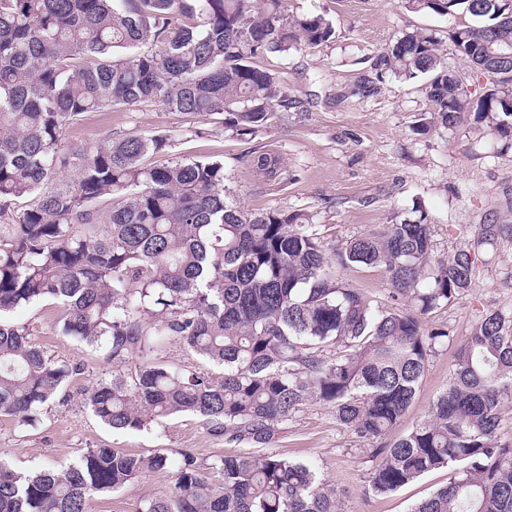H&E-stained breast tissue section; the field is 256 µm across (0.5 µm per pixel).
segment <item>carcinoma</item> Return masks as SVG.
I'll return each instance as SVG.
<instances>
[{"label": "carcinoma", "instance_id": "carcinoma-1", "mask_svg": "<svg viewBox=\"0 0 512 512\" xmlns=\"http://www.w3.org/2000/svg\"><path fill=\"white\" fill-rule=\"evenodd\" d=\"M417 11L470 22L451 53L480 70L511 69L512 19L494 0H408ZM320 15L286 13L284 0H0V416L19 425L66 395L79 373L13 323L16 309L50 299L61 334L140 358L134 373L93 383L86 404L113 430L192 414L231 441L268 445L310 401L368 446V493L387 496L446 467L448 483L411 512H512V441L499 434L512 400V312L488 311L456 348L448 388L398 441L378 447L405 416L429 356L450 342L426 319L471 287L480 253L512 230L484 224L454 255L435 256L425 214L351 238L328 252L302 210H243L224 163L168 158L165 134H127L89 147L67 128L87 112L155 102L222 115L241 139L300 101L257 64L331 40ZM430 76L429 116L416 131L453 128L475 113L512 137V80L474 99L433 34L405 32L372 58L353 94L378 93L385 75ZM257 179L286 180L278 156L251 152ZM24 205H19V202ZM379 267L405 309L386 311L337 277ZM223 369L184 372L157 357L166 339ZM210 480L193 456L178 461L90 448L65 468L18 471L0 460V512H91L95 497L147 473L170 475L169 496L136 512H340V494L312 462L275 452L219 458Z\"/></svg>", "mask_w": 512, "mask_h": 512}]
</instances>
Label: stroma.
<instances>
[{"label": "stroma", "mask_w": 512, "mask_h": 512, "mask_svg": "<svg viewBox=\"0 0 512 512\" xmlns=\"http://www.w3.org/2000/svg\"><path fill=\"white\" fill-rule=\"evenodd\" d=\"M286 5L293 15H323L336 30L327 44L259 61L302 101L301 111L284 119L273 116L254 139L243 140L219 119L145 102L85 113L67 129V138L96 146L111 134H166L171 156L223 161L224 184L240 207L251 212L307 211L329 247L380 230L393 216L413 217L418 210L426 214L442 257L466 247L481 224L512 225V141L492 134L470 114L451 129L411 132V124L429 108L423 76L410 81L386 78L380 94L369 99L350 93L370 57L402 32L430 29L444 40L456 18L414 11L405 0H286ZM198 128L208 130V137H195ZM257 146L279 156L288 171L286 183L269 186L253 178L249 159ZM478 270L464 295L430 316L431 326L447 329L457 341L467 336L481 313L512 312V281L506 277L512 271V236L500 238ZM337 275L372 302L389 305L390 281L382 269L350 266ZM61 316L60 307L50 301L14 313L15 320L29 325L35 343L80 369L69 397L45 408L37 425L20 426L0 416V453L16 467L58 469L87 449L107 445L145 456L175 458L186 452L216 480L220 474L213 464L218 457L254 452V445L228 441L193 415L160 418L140 431L119 433L105 427L85 405L84 390L111 376L114 366L103 349L61 335ZM453 355V347L445 346L430 357L412 406L386 443L424 418L448 385ZM270 448L288 458L315 460L320 477L341 491L342 512H411L415 503L448 481L447 469L441 468L389 496L368 495V452L337 424L331 407L318 402L305 405ZM170 490L167 475H144L121 491L95 499L92 508L135 512L139 503L166 497Z\"/></svg>", "instance_id": "stroma-1"}]
</instances>
